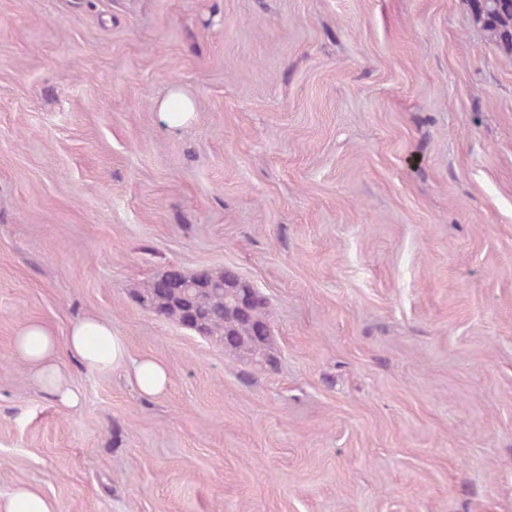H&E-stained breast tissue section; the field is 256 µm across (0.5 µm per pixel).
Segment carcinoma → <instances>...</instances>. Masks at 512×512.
Instances as JSON below:
<instances>
[{
  "label": "carcinoma",
  "instance_id": "carcinoma-1",
  "mask_svg": "<svg viewBox=\"0 0 512 512\" xmlns=\"http://www.w3.org/2000/svg\"><path fill=\"white\" fill-rule=\"evenodd\" d=\"M474 24L512 54V0H465ZM187 288H160L153 280L137 291L144 309L172 319L261 368L278 366L267 301L247 311L237 298L259 293L231 267H206L185 275Z\"/></svg>",
  "mask_w": 512,
  "mask_h": 512
}]
</instances>
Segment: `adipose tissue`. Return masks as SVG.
Listing matches in <instances>:
<instances>
[{
    "label": "adipose tissue",
    "instance_id": "ef3b65f1",
    "mask_svg": "<svg viewBox=\"0 0 512 512\" xmlns=\"http://www.w3.org/2000/svg\"><path fill=\"white\" fill-rule=\"evenodd\" d=\"M16 355L30 368L41 390L67 409H77L80 395L66 383L63 358L78 361L87 370H126L138 390L147 396L165 391L169 384L166 368L156 360L131 359L125 340L111 324L95 317L73 322L66 336H56L44 324L27 322L14 339Z\"/></svg>",
    "mask_w": 512,
    "mask_h": 512
}]
</instances>
